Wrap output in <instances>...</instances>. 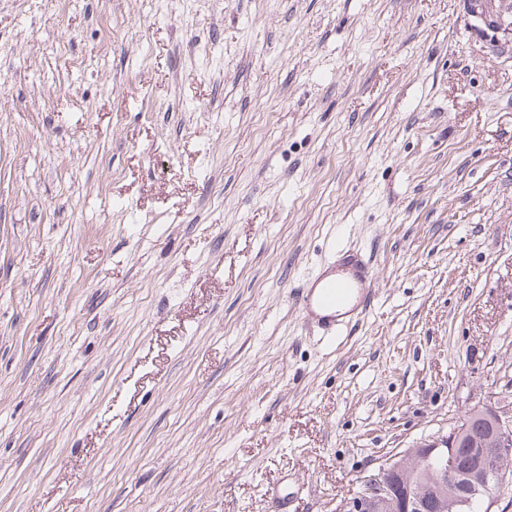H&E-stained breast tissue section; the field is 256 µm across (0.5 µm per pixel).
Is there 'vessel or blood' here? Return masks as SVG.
<instances>
[{
    "label": "vessel or blood",
    "mask_w": 512,
    "mask_h": 512,
    "mask_svg": "<svg viewBox=\"0 0 512 512\" xmlns=\"http://www.w3.org/2000/svg\"><path fill=\"white\" fill-rule=\"evenodd\" d=\"M374 281L375 271L368 260L341 255L308 280L299 299L303 320L332 336L347 329L353 320L369 313Z\"/></svg>",
    "instance_id": "obj_1"
}]
</instances>
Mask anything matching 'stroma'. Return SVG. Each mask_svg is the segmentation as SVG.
Wrapping results in <instances>:
<instances>
[{
	"label": "stroma",
	"mask_w": 512,
	"mask_h": 512,
	"mask_svg": "<svg viewBox=\"0 0 512 512\" xmlns=\"http://www.w3.org/2000/svg\"><path fill=\"white\" fill-rule=\"evenodd\" d=\"M510 379L512 62L460 0H0V512H338ZM374 281L375 271L369 260L343 253L340 259H334L308 280L299 299L303 320L317 324L335 337L353 320L369 313Z\"/></svg>",
	"instance_id": "stroma-1"
}]
</instances>
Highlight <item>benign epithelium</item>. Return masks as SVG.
I'll use <instances>...</instances> for the list:
<instances>
[{
	"mask_svg": "<svg viewBox=\"0 0 512 512\" xmlns=\"http://www.w3.org/2000/svg\"><path fill=\"white\" fill-rule=\"evenodd\" d=\"M468 28L485 52L512 60V0H461ZM512 447V403L473 407L448 433L392 456L363 476L339 512H492L504 486ZM416 461L429 465L426 480H412Z\"/></svg>",
	"mask_w": 512,
	"mask_h": 512,
	"instance_id": "1",
	"label": "benign epithelium"
}]
</instances>
